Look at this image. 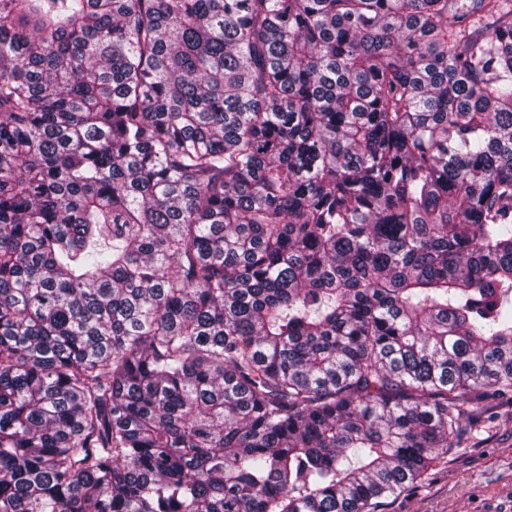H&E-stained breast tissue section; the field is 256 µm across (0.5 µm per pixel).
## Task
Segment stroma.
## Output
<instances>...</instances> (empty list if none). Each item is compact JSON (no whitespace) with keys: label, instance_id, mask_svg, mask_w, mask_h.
Listing matches in <instances>:
<instances>
[{"label":"stroma","instance_id":"1","mask_svg":"<svg viewBox=\"0 0 512 512\" xmlns=\"http://www.w3.org/2000/svg\"><path fill=\"white\" fill-rule=\"evenodd\" d=\"M481 418L446 462L383 512H512V398L488 399Z\"/></svg>","mask_w":512,"mask_h":512}]
</instances>
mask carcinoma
Wrapping results in <instances>:
<instances>
[{"mask_svg":"<svg viewBox=\"0 0 512 512\" xmlns=\"http://www.w3.org/2000/svg\"><path fill=\"white\" fill-rule=\"evenodd\" d=\"M512 393V0H0V512H379Z\"/></svg>","mask_w":512,"mask_h":512,"instance_id":"carcinoma-1","label":"carcinoma"}]
</instances>
